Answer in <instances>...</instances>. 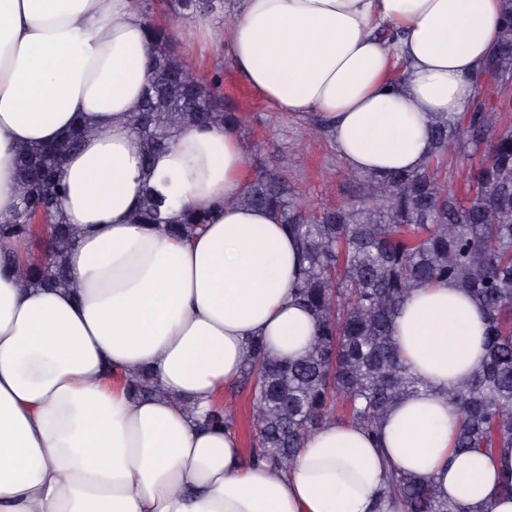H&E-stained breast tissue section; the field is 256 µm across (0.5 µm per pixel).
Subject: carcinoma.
Segmentation results:
<instances>
[{
	"label": "carcinoma",
	"instance_id": "cac0c4a2",
	"mask_svg": "<svg viewBox=\"0 0 512 512\" xmlns=\"http://www.w3.org/2000/svg\"><path fill=\"white\" fill-rule=\"evenodd\" d=\"M150 39L153 79L130 113L147 180L151 156L177 133L216 124L237 128L244 120L224 107L219 74L195 76L171 51L165 27L150 26ZM488 64L512 74V0H503L497 53ZM511 110L509 97L495 104L482 99L461 115L435 117L428 161L410 171L351 175V205H305L274 165L242 187L239 203L268 210L296 238L303 262L298 298L316 320V336L301 358L276 359L260 341L248 343L243 370L254 409L252 455L286 468L303 438L337 415L373 432L399 400L423 388L397 349L393 322L411 289L444 280L468 293L486 320L482 364L448 395L460 414L455 447L512 448V130H497L502 113ZM83 133L32 146L18 162L21 193L11 221L0 223V236L51 244L47 253L0 258V269L23 282L68 284L74 232L60 219L56 173ZM461 141L486 145L485 161L468 168L463 200L448 192L447 168L449 147ZM137 218L187 240L211 222L213 211L191 208L174 223L164 198L149 186ZM125 388L136 398L156 393L147 370ZM201 424L231 428L233 416L218 402ZM384 493L401 498L407 512H471L439 499L428 480L396 470Z\"/></svg>",
	"mask_w": 512,
	"mask_h": 512
}]
</instances>
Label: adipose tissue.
I'll return each instance as SVG.
<instances>
[{
	"label": "adipose tissue",
	"mask_w": 512,
	"mask_h": 512,
	"mask_svg": "<svg viewBox=\"0 0 512 512\" xmlns=\"http://www.w3.org/2000/svg\"><path fill=\"white\" fill-rule=\"evenodd\" d=\"M501 9L233 0L223 27L195 16L168 38L185 60L228 58L270 111L323 120L350 171L383 174L419 167L432 119L466 111ZM151 51L136 0H0V222L18 201L19 148L86 130L58 173L75 232L68 287L0 274V512H405L383 495L393 469L478 512H512L500 491L512 448H454L448 394L485 344L481 308L450 281L415 288L395 318L397 347L425 386L385 415L381 444L333 419L281 469L247 460L235 430L200 426L249 341L296 359L316 324L295 301V240L236 201L251 171L234 129H187L143 165L129 114L151 81ZM148 179L171 219L211 205L214 221L187 242L141 223ZM144 370L160 387L148 399L107 379Z\"/></svg>",
	"instance_id": "ef3b65f1"
}]
</instances>
